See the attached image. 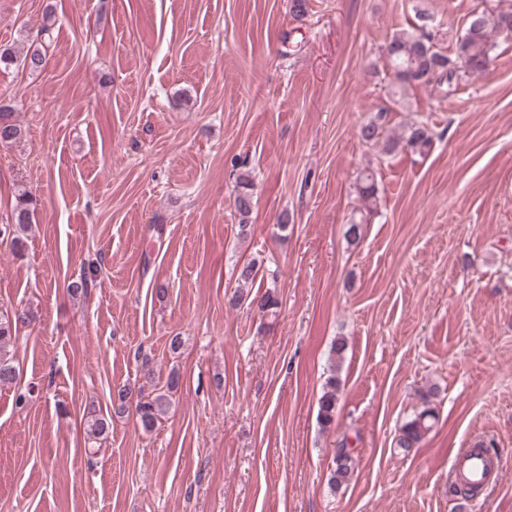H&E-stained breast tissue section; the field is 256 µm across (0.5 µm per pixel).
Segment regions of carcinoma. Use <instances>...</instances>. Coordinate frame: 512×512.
<instances>
[{
	"label": "carcinoma",
	"mask_w": 512,
	"mask_h": 512,
	"mask_svg": "<svg viewBox=\"0 0 512 512\" xmlns=\"http://www.w3.org/2000/svg\"><path fill=\"white\" fill-rule=\"evenodd\" d=\"M51 25L44 24L37 32L36 41L39 46L28 49L23 57V66L31 71L41 69L46 63L47 48L51 41ZM512 33V8L496 5L491 10L478 8L473 10L462 25V33L458 38L453 53L437 47L426 41L418 27L410 31H399L385 44L384 52L392 70L390 96L394 104L402 106L405 103L407 91L415 86L433 85L442 97L454 95L460 81L467 75H475L488 69L492 61V53L496 47L495 37ZM387 111L383 110L359 128L362 142L380 149L391 155L399 151L426 154L433 144V131L424 121H413L402 126L397 133L388 128ZM22 137L21 127L11 120L8 108L0 106V143L15 142ZM356 190L361 201L357 208L359 215H351L346 234L352 239L361 235L363 224L367 223L368 215L378 206L379 188L370 170L365 171L358 180ZM254 206L253 181L248 173H242L237 178L235 188L234 208L239 217L238 236L245 238L250 231L249 216ZM29 200L19 198L15 208L16 232L26 231L29 224ZM259 274V267L253 260L245 261L237 273V289L229 299L233 308L248 304L254 309L265 312L277 304L270 294L250 296L244 292ZM30 320L26 312L14 316L0 317V387L14 384L18 371L14 364L10 346L14 343L18 324ZM179 375L170 374L166 384L167 390L145 396L133 393L129 387L117 389L112 399V416L124 418L128 415L135 419L136 425L144 433L153 431L166 416L171 407L168 391L178 385ZM336 377H331L326 383V390L319 401V419L323 427L331 426L336 412ZM435 420L433 409L425 408L408 421L395 439L394 447L406 453L419 443L421 438L431 429ZM353 473L351 449L342 444L336 449L334 469L331 472V482L340 486L350 480Z\"/></svg>",
	"instance_id": "obj_1"
}]
</instances>
